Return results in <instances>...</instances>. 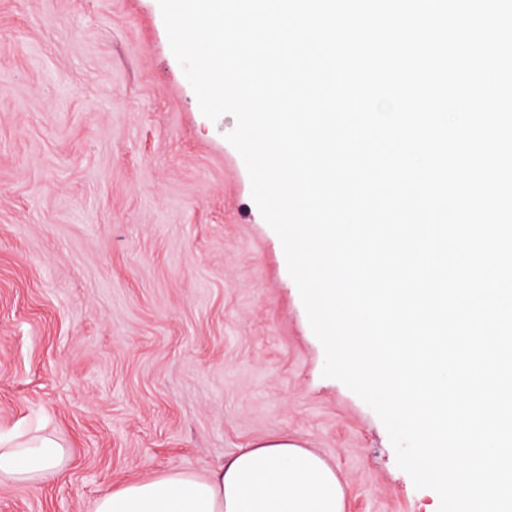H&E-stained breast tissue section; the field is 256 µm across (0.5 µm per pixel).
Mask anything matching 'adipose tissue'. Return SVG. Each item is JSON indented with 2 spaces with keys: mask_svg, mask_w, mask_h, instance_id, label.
<instances>
[{
  "mask_svg": "<svg viewBox=\"0 0 512 512\" xmlns=\"http://www.w3.org/2000/svg\"><path fill=\"white\" fill-rule=\"evenodd\" d=\"M69 461V448L47 434L0 441V484H39ZM95 512H345V492L320 455L282 438L243 449L205 477L172 471L127 483L100 497Z\"/></svg>",
  "mask_w": 512,
  "mask_h": 512,
  "instance_id": "ef3b65f1",
  "label": "adipose tissue"
}]
</instances>
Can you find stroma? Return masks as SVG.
Wrapping results in <instances>:
<instances>
[{
	"label": "stroma",
	"instance_id": "obj_1",
	"mask_svg": "<svg viewBox=\"0 0 512 512\" xmlns=\"http://www.w3.org/2000/svg\"><path fill=\"white\" fill-rule=\"evenodd\" d=\"M231 116L200 110L158 0H0V433L71 450L0 512H94L168 471L288 438L346 512H438L341 381Z\"/></svg>",
	"mask_w": 512,
	"mask_h": 512
}]
</instances>
